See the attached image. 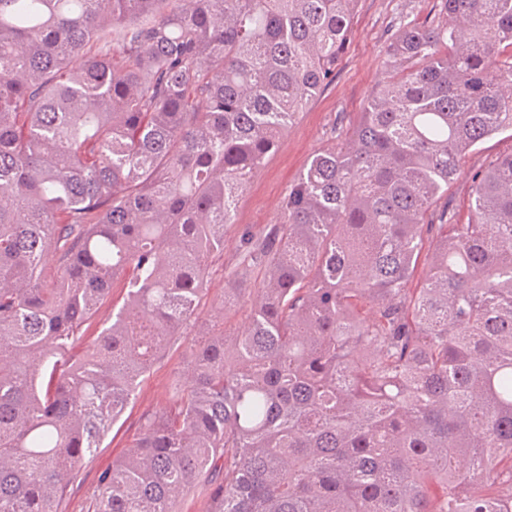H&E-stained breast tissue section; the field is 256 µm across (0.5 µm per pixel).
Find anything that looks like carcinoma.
Listing matches in <instances>:
<instances>
[{"label":"carcinoma","instance_id":"cac0c4a2","mask_svg":"<svg viewBox=\"0 0 512 512\" xmlns=\"http://www.w3.org/2000/svg\"><path fill=\"white\" fill-rule=\"evenodd\" d=\"M357 0H0V512H59L164 346L205 337L89 512H512V0L403 24L351 134L317 151L232 335L207 259L332 81ZM57 263L42 278L49 254ZM421 274L422 286L406 285ZM124 305L69 357L112 281ZM368 310L372 318L362 316ZM512 149V139L506 134L496 136L480 145L477 150L469 154L466 169L476 170L484 168L489 160ZM470 188L465 176L459 177L448 189V197L438 203V208L447 207L449 201L450 211L454 214L455 224H465L470 217ZM448 198V199H447Z\"/></svg>","mask_w":512,"mask_h":512}]
</instances>
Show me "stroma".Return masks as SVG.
Masks as SVG:
<instances>
[{
	"label": "stroma",
	"instance_id": "stroma-1",
	"mask_svg": "<svg viewBox=\"0 0 512 512\" xmlns=\"http://www.w3.org/2000/svg\"><path fill=\"white\" fill-rule=\"evenodd\" d=\"M437 0H358L349 42L336 69V76L318 97L300 113L267 163L252 178L240 201L236 221L224 230V249L209 261L206 292L199 303L201 319L233 332L243 326V315L221 317L216 312L226 288L253 287L258 278L244 258L243 241L259 236L268 225L283 218V202L314 153L331 144L338 135H348L375 93L383 77L381 50L390 28L403 22H439ZM127 280H113L112 289L97 306L70 354L81 359L95 344L103 327L112 321L113 310L126 301ZM200 342L193 333L172 340L141 378L135 394L102 446L87 456L62 512H86L87 499L98 476L111 468L137 440L141 417L168 406L171 386L182 376L191 354Z\"/></svg>",
	"mask_w": 512,
	"mask_h": 512
}]
</instances>
